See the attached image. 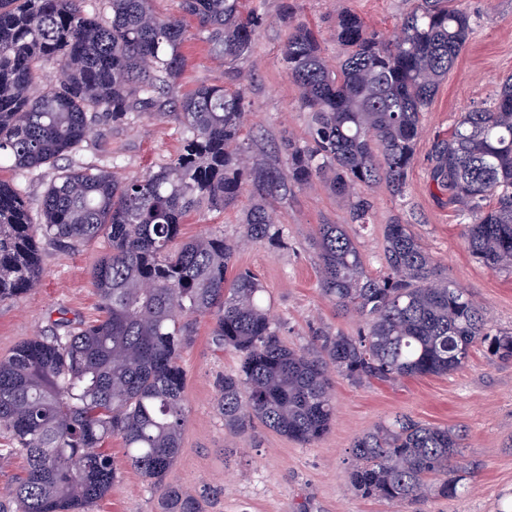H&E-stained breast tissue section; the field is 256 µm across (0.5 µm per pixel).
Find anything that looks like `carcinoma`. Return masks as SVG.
Segmentation results:
<instances>
[{
  "label": "carcinoma",
  "mask_w": 512,
  "mask_h": 512,
  "mask_svg": "<svg viewBox=\"0 0 512 512\" xmlns=\"http://www.w3.org/2000/svg\"><path fill=\"white\" fill-rule=\"evenodd\" d=\"M87 2L0 0V162L22 172L53 166L90 134L103 138L135 114L175 118L185 139L176 158L142 175L59 171L38 224L0 181L1 302L40 283L39 241L110 242L91 271L99 316L77 327L61 317L0 360L5 452L27 462L0 512L14 504L19 512H88L119 478L112 438L158 493L160 512H204L202 497L170 481L187 414L181 361L203 318L212 321L215 347L240 357L238 371L216 381L224 427L257 421L301 444L334 421L335 374L354 384L448 374L477 344L512 359V332H492L483 307L435 264L409 224L385 225V269L374 276L347 225H318L319 288L336 311L364 320L355 335L318 328L309 346L287 345L258 275L234 270L244 244L288 247L266 210L272 197L324 181L344 197L350 223L367 224L373 203L363 188L383 183L403 196L421 113L473 34L467 9L418 0L392 39L344 12L336 41L345 53L332 70L316 33L284 3L281 59L311 125L306 141L282 143L281 165L250 154L241 138L242 88L202 85L173 97L190 38L182 19L157 14L153 0H98L95 18ZM180 2L234 80L263 15L245 9L246 0ZM43 60L56 62L60 79L34 93ZM432 159L435 188L466 218L469 253L512 274V77L494 102L460 114ZM245 194L238 238L182 239L190 212L224 210ZM462 441L457 428L397 415L354 440L350 486L407 507L428 494L456 498Z\"/></svg>",
  "instance_id": "obj_1"
}]
</instances>
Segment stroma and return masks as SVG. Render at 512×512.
<instances>
[{
  "label": "stroma",
  "mask_w": 512,
  "mask_h": 512,
  "mask_svg": "<svg viewBox=\"0 0 512 512\" xmlns=\"http://www.w3.org/2000/svg\"><path fill=\"white\" fill-rule=\"evenodd\" d=\"M282 3L263 0L264 23L257 32L254 52L237 65V84L246 95L245 132L255 153L263 157L272 156L283 138L305 141L311 123L309 113L299 106V90L281 62L280 49L288 33ZM295 3L297 20L317 33L331 65L344 53L335 36L338 14L357 12L371 28L389 37L414 6L413 0ZM463 5L474 16V32L421 116L405 197L393 199L382 184L368 189L372 222L354 235L368 271L375 273L383 266L385 225L396 220L411 225L433 260L483 305L490 326L512 331V275L492 272L470 255L462 216L430 179L435 141L447 137L461 112L492 102L500 82L512 74V0H463ZM185 25L192 37L182 48L186 63L174 90L179 98L199 86L224 82L223 60L197 35L194 20H186ZM183 138L184 129L177 121L142 115L113 127L105 138H90L82 150L60 159L59 164L114 166L122 176L141 174L173 159ZM54 174L49 167L25 172L0 168V180L19 193L36 221ZM269 210L285 229L287 248H245L235 266L259 275L284 341L305 345L311 328L319 326L356 333L360 319L337 315L322 296L318 260L311 245L316 225L348 223L345 200L328 185L318 183L286 200L271 201ZM241 216L237 206L224 211L202 207L187 217L182 233L187 237L221 233L231 238L239 230ZM108 249L103 237L74 251L40 242L44 275L39 286L17 299L0 302V358L8 357L19 343L47 330L59 318L76 325L97 317L98 297L90 272ZM211 332V321H200L183 355L188 416L171 474L182 489L205 494L204 512H401L399 507L361 497L348 483L353 440L399 414L424 424L454 427L464 435L460 459L465 470L464 493L453 499L428 496L417 504V512H512V360L490 357L478 346L461 368L442 376L373 380L362 385L335 377L333 425L322 438L303 446L258 423L241 432L225 430L215 410V385L219 375L236 370L238 358L217 350ZM228 448L240 451L229 466L224 463ZM109 449L118 463L120 479L91 512H158L157 494L126 462L120 440H112Z\"/></svg>",
  "instance_id": "stroma-1"
}]
</instances>
